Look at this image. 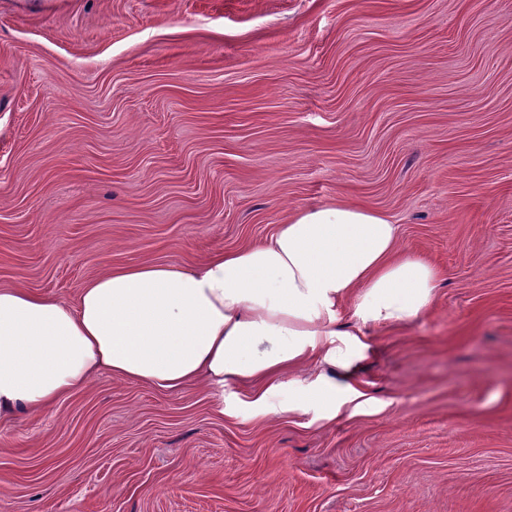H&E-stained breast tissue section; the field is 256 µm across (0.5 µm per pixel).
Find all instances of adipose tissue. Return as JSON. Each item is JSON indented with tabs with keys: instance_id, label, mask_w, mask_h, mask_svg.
<instances>
[{
	"instance_id": "1",
	"label": "adipose tissue",
	"mask_w": 512,
	"mask_h": 512,
	"mask_svg": "<svg viewBox=\"0 0 512 512\" xmlns=\"http://www.w3.org/2000/svg\"><path fill=\"white\" fill-rule=\"evenodd\" d=\"M439 286L433 265L400 251L397 225L339 202L297 212L268 242L219 254L199 271L114 268L73 306L1 288L0 420L46 410L101 371L176 391L333 365L344 307L360 348L370 328L428 310Z\"/></svg>"
}]
</instances>
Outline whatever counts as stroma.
Returning <instances> with one entry per match:
<instances>
[{
    "label": "stroma",
    "instance_id": "35a3bbf8",
    "mask_svg": "<svg viewBox=\"0 0 512 512\" xmlns=\"http://www.w3.org/2000/svg\"><path fill=\"white\" fill-rule=\"evenodd\" d=\"M360 204L431 307L332 397L100 373L0 424V512H512V0H0V287L75 302Z\"/></svg>",
    "mask_w": 512,
    "mask_h": 512
}]
</instances>
